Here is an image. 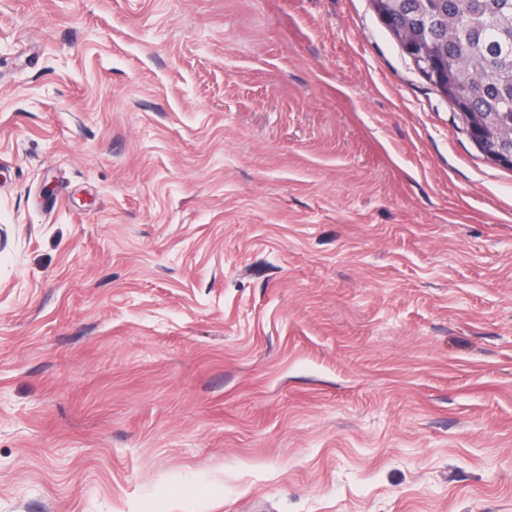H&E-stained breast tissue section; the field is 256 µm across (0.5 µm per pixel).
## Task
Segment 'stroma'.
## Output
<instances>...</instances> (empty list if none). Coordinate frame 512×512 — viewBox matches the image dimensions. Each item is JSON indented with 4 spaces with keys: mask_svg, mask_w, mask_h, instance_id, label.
<instances>
[{
    "mask_svg": "<svg viewBox=\"0 0 512 512\" xmlns=\"http://www.w3.org/2000/svg\"><path fill=\"white\" fill-rule=\"evenodd\" d=\"M0 512H512V170L370 0H0Z\"/></svg>",
    "mask_w": 512,
    "mask_h": 512,
    "instance_id": "stroma-1",
    "label": "stroma"
}]
</instances>
